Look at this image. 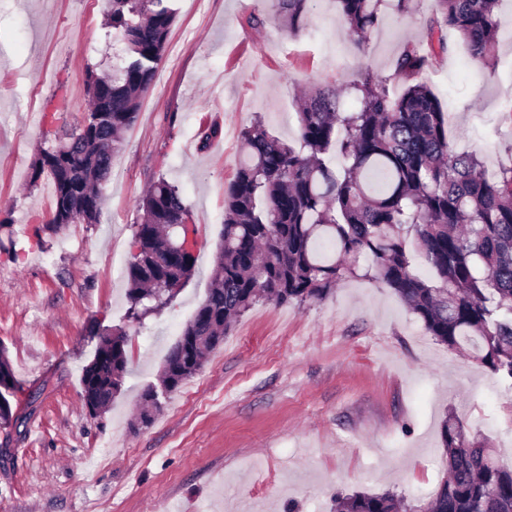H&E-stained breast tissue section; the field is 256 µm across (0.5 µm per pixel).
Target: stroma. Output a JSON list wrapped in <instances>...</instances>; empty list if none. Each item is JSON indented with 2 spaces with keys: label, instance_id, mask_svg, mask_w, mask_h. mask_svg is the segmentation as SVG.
I'll return each instance as SVG.
<instances>
[{
  "label": "stroma",
  "instance_id": "stroma-1",
  "mask_svg": "<svg viewBox=\"0 0 512 512\" xmlns=\"http://www.w3.org/2000/svg\"><path fill=\"white\" fill-rule=\"evenodd\" d=\"M164 59L112 161L95 224L47 225L53 180L32 179L41 147L80 120L85 72L112 67L106 0H0V345L24 420L0 429V512H332L336 496L390 492L414 501L445 474L440 424L456 413L471 439L512 455V392L429 336L394 293L366 279L325 300L259 303L152 423L134 428L140 396L204 300L224 225V189L254 119L284 142L296 95L365 74L394 77L405 43L427 47L434 0L385 10L361 46L334 0H314L288 36L269 0H176ZM264 18L247 24L249 14ZM489 61L456 34L424 72L457 150L487 169L512 157V0H500ZM220 114L222 135L200 133ZM178 186L198 226L195 272L137 326L124 390L89 415L81 377L101 326H121L138 202L149 184Z\"/></svg>",
  "mask_w": 512,
  "mask_h": 512
}]
</instances>
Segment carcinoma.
<instances>
[{"mask_svg": "<svg viewBox=\"0 0 512 512\" xmlns=\"http://www.w3.org/2000/svg\"><path fill=\"white\" fill-rule=\"evenodd\" d=\"M174 0H108L107 26L121 44L120 65L103 76L86 70L90 108L32 164V178L53 179L49 223L95 224L103 189L125 133L164 58L176 19ZM313 0H274L290 35L308 22ZM429 36L446 50L455 31L476 59L490 57L498 0H435ZM342 28L362 45L383 9L409 0H337ZM427 56L404 45L393 95L370 74L349 87L343 110L333 87L308 95L297 112V139L272 136L259 119L240 131L242 160L224 190V228L205 300L166 356L168 394L200 372L233 322L258 303L324 300L348 278L393 289L425 331L451 352L467 351L512 389V159L490 171L449 139V115L421 79ZM135 251L127 266L128 321L141 324L190 280L195 256L181 251L194 225L179 188L151 183L140 203ZM428 266L421 276L416 262ZM82 376V400L106 412L133 363L123 327L106 328ZM140 423L152 422L154 387L142 394ZM448 474L437 491L407 504L390 493L338 496L334 512H512V467L468 439L460 421L441 422Z\"/></svg>", "mask_w": 512, "mask_h": 512, "instance_id": "obj_1", "label": "carcinoma"}]
</instances>
